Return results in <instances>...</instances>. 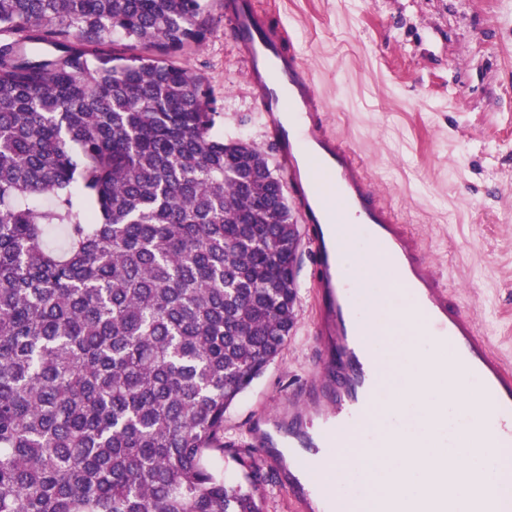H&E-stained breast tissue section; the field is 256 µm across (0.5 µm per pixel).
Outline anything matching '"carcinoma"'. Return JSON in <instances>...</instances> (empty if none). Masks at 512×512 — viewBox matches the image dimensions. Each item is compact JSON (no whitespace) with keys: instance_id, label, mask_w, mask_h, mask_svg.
Wrapping results in <instances>:
<instances>
[{"instance_id":"cac0c4a2","label":"carcinoma","mask_w":512,"mask_h":512,"mask_svg":"<svg viewBox=\"0 0 512 512\" xmlns=\"http://www.w3.org/2000/svg\"><path fill=\"white\" fill-rule=\"evenodd\" d=\"M207 0H0V512H264L224 417L295 323L297 226L216 138Z\"/></svg>"}]
</instances>
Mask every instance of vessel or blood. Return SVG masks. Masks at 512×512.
I'll return each instance as SVG.
<instances>
[{"label": "vessel or blood", "instance_id": "b4317fda", "mask_svg": "<svg viewBox=\"0 0 512 512\" xmlns=\"http://www.w3.org/2000/svg\"><path fill=\"white\" fill-rule=\"evenodd\" d=\"M224 14L245 51L266 136L318 260L316 326L331 355L304 390L282 404L279 426L260 432L255 447L272 456L280 441H287L291 466L304 477L295 486L302 512H315L313 498L326 488L324 469L349 464L335 451L337 439L371 411L380 394L374 376L383 370V358L372 351L356 313L359 291L346 282L340 258L344 225L361 224L397 287L418 304L462 369L480 381L492 422L491 447L511 448L512 365L492 351L472 314L450 304L418 239L380 201L356 150L325 126L323 102L287 28L254 0H224Z\"/></svg>", "mask_w": 512, "mask_h": 512}]
</instances>
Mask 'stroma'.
<instances>
[{
  "instance_id": "stroma-1",
  "label": "stroma",
  "mask_w": 512,
  "mask_h": 512,
  "mask_svg": "<svg viewBox=\"0 0 512 512\" xmlns=\"http://www.w3.org/2000/svg\"><path fill=\"white\" fill-rule=\"evenodd\" d=\"M255 3L287 25L330 130L358 152L453 303L476 313L493 350L512 363V0ZM174 59L204 78L215 137L272 154L224 0H208L203 41ZM313 261L301 245L295 327L224 420V441L241 456L219 465L236 478L241 460L259 468L265 512H298L286 465L252 442L322 360Z\"/></svg>"
}]
</instances>
